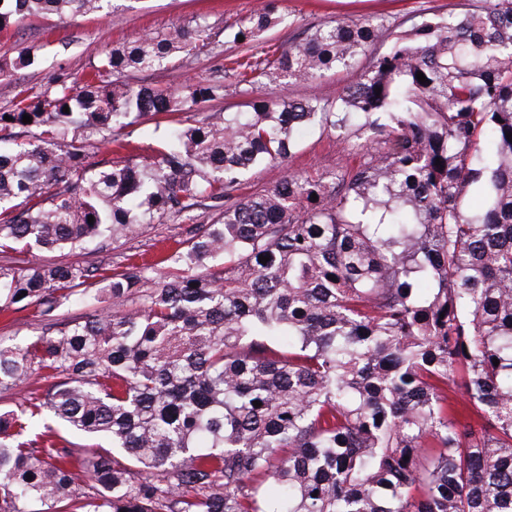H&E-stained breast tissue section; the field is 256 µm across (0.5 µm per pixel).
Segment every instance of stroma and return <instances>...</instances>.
Returning <instances> with one entry per match:
<instances>
[{"label": "stroma", "mask_w": 512, "mask_h": 512, "mask_svg": "<svg viewBox=\"0 0 512 512\" xmlns=\"http://www.w3.org/2000/svg\"><path fill=\"white\" fill-rule=\"evenodd\" d=\"M433 8H447L449 0H278L276 7L284 22L274 32L276 44L287 45L297 28L333 19L385 13L407 17L420 3ZM260 0H116L114 12L91 17L46 15L0 31V58H10L19 51H30L32 66L0 77V108L6 107L19 91L36 93L65 76L81 82L94 62L109 48L137 40L148 33L200 18L213 27L224 26L245 17ZM231 43L218 42L191 58L171 75L157 76L160 84L193 81L221 67L228 57L239 53ZM297 138L299 147L289 166L268 165L257 170L245 186V193H255L280 182L288 171L313 177H328L341 166L354 164V156L342 152L334 134L306 127ZM189 233L186 225L168 221L139 224L128 237L117 241L90 244L73 251H42L44 263H79L108 267L129 262H155L183 248Z\"/></svg>", "instance_id": "1"}]
</instances>
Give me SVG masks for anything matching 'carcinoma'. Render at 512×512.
<instances>
[{
    "label": "carcinoma",
    "mask_w": 512,
    "mask_h": 512,
    "mask_svg": "<svg viewBox=\"0 0 512 512\" xmlns=\"http://www.w3.org/2000/svg\"><path fill=\"white\" fill-rule=\"evenodd\" d=\"M108 2L0 0V30ZM281 23L224 26L246 52L202 80L151 82L210 44L192 20L0 111V304L43 324L0 338V396L55 379L0 408V512H512V0L253 45ZM339 72L332 99L259 92ZM226 78L240 109L202 110ZM306 124L357 163L241 193ZM171 219L195 227L155 288L150 265L32 260Z\"/></svg>",
    "instance_id": "cac0c4a2"
}]
</instances>
